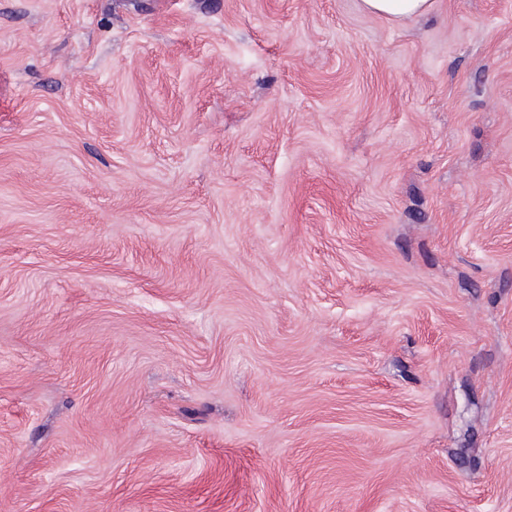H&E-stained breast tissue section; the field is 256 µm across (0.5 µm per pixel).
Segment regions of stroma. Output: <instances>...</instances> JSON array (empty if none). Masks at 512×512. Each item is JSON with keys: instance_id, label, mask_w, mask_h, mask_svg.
<instances>
[{"instance_id": "stroma-1", "label": "stroma", "mask_w": 512, "mask_h": 512, "mask_svg": "<svg viewBox=\"0 0 512 512\" xmlns=\"http://www.w3.org/2000/svg\"><path fill=\"white\" fill-rule=\"evenodd\" d=\"M0 512H512V0H0ZM365 11L395 23L428 14L433 0H361Z\"/></svg>"}]
</instances>
